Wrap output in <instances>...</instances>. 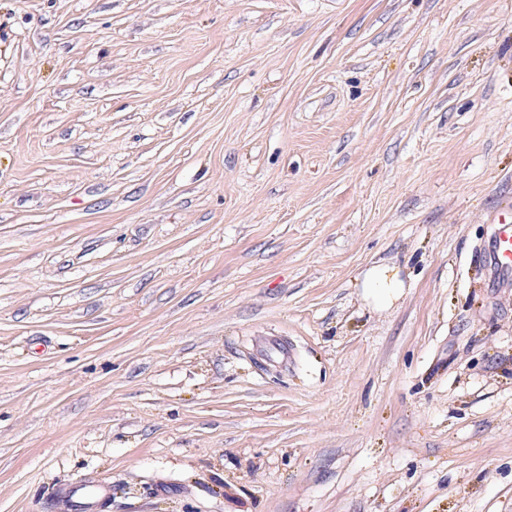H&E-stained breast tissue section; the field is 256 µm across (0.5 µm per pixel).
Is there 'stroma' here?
<instances>
[{"mask_svg":"<svg viewBox=\"0 0 512 512\" xmlns=\"http://www.w3.org/2000/svg\"><path fill=\"white\" fill-rule=\"evenodd\" d=\"M510 201L512 0H0V512H512ZM484 256L487 288L497 291L512 288V210L498 211ZM404 286L398 270L388 265L369 268L362 281V288L376 307L389 306L401 294ZM111 489L108 485L97 483L96 486L86 489L83 487H65L58 491V496L68 503H73L77 510L94 512L97 503L110 495Z\"/></svg>","mask_w":512,"mask_h":512,"instance_id":"35a3bbf8","label":"stroma"}]
</instances>
